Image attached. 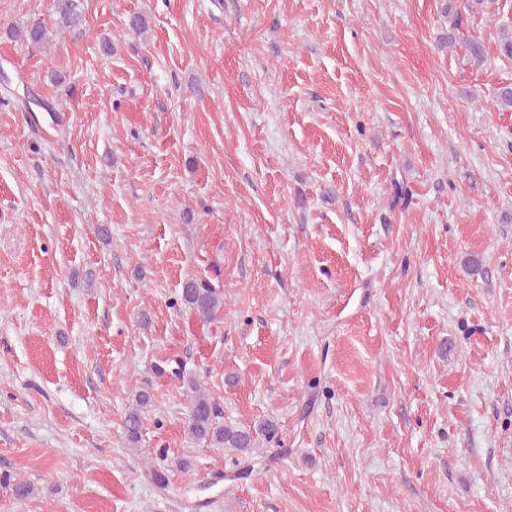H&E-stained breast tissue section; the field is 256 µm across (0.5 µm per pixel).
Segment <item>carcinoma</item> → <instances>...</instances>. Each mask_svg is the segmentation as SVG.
Returning <instances> with one entry per match:
<instances>
[{"mask_svg":"<svg viewBox=\"0 0 512 512\" xmlns=\"http://www.w3.org/2000/svg\"><path fill=\"white\" fill-rule=\"evenodd\" d=\"M57 24L63 28H76L83 24V16L78 8L77 0H55ZM20 41L29 46H40L49 39V32L43 22H35L16 32ZM182 302L204 322H212L224 305L221 289L213 286L209 277H191L183 286ZM176 376L186 385L189 408L185 427L187 435L196 440L204 441L215 448L227 449L239 454H251L258 442V435L272 437L275 425L266 421L258 429L229 426L220 420L217 406L194 377H186L181 372ZM151 401V395L142 391L136 396V407L132 408L124 418V429L128 443L136 447L141 441L143 428L142 409ZM0 486L11 491L14 498L26 500L34 495V486L24 480H17L7 475L0 477Z\"/></svg>","mask_w":512,"mask_h":512,"instance_id":"1","label":"carcinoma"}]
</instances>
